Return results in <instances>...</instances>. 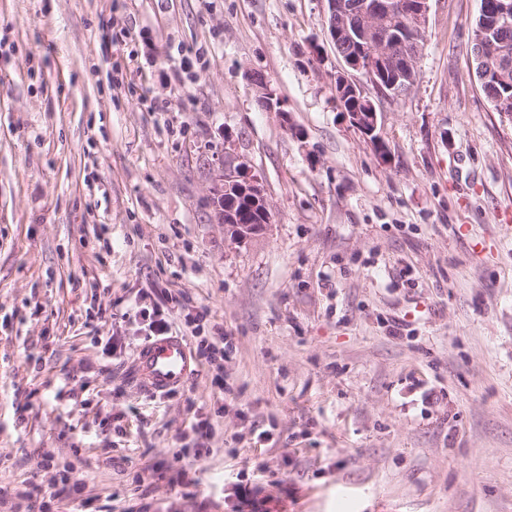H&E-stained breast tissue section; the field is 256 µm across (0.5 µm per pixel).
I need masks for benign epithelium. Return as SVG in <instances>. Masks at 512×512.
Returning <instances> with one entry per match:
<instances>
[{"mask_svg": "<svg viewBox=\"0 0 512 512\" xmlns=\"http://www.w3.org/2000/svg\"><path fill=\"white\" fill-rule=\"evenodd\" d=\"M331 15L329 31L335 45L347 37L360 51L342 54L346 65L364 74L382 94L399 95L408 86L383 82L388 72L403 73L417 69L421 43L405 37L406 29L423 31L426 26L429 0H326ZM512 27V0L482 3L480 27L471 31L473 54L481 81L495 84L500 72L512 57L504 44L492 33ZM351 95L364 99V111L349 113L353 125L365 134L377 130V112L369 99L363 98L358 86L343 80ZM213 205L218 223L234 233V239L245 241L258 228L270 222L269 200L263 183L244 167L224 170L212 187Z\"/></svg>", "mask_w": 512, "mask_h": 512, "instance_id": "benign-epithelium-1", "label": "benign epithelium"}]
</instances>
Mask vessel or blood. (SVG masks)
I'll return each mask as SVG.
<instances>
[{"mask_svg": "<svg viewBox=\"0 0 512 512\" xmlns=\"http://www.w3.org/2000/svg\"><path fill=\"white\" fill-rule=\"evenodd\" d=\"M135 370L140 386L152 393L183 388L196 372L194 356L178 336L159 337L144 345Z\"/></svg>", "mask_w": 512, "mask_h": 512, "instance_id": "vessel-or-blood-1", "label": "vessel or blood"}]
</instances>
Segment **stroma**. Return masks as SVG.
I'll return each instance as SVG.
<instances>
[{"label":"stroma","mask_w":512,"mask_h":512,"mask_svg":"<svg viewBox=\"0 0 512 512\" xmlns=\"http://www.w3.org/2000/svg\"><path fill=\"white\" fill-rule=\"evenodd\" d=\"M479 8L429 0L395 97L325 0H0V512H512V118ZM241 164L271 213L244 243L212 203ZM155 311L198 363L164 395L135 376ZM339 102V101H338ZM366 109L364 111H352L348 112L343 106V102H339L342 110L346 112L351 119L353 125L365 134L373 135L377 130V112L372 102L365 98L364 99Z\"/></svg>","instance_id":"1"}]
</instances>
